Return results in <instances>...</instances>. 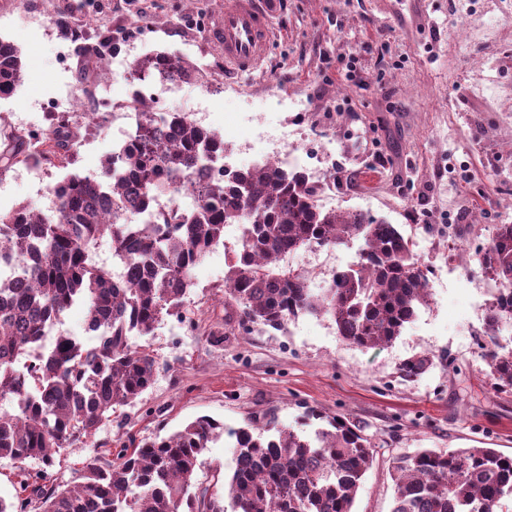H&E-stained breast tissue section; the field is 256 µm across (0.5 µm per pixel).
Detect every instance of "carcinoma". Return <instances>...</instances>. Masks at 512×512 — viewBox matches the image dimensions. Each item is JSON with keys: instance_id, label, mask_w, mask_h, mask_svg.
Segmentation results:
<instances>
[{"instance_id": "cac0c4a2", "label": "carcinoma", "mask_w": 512, "mask_h": 512, "mask_svg": "<svg viewBox=\"0 0 512 512\" xmlns=\"http://www.w3.org/2000/svg\"><path fill=\"white\" fill-rule=\"evenodd\" d=\"M139 82L173 76L202 79L199 67L168 51L132 64ZM26 67L13 43L0 38V99L23 83ZM45 149L18 135L0 150V171L16 163L67 168L77 161L80 134L66 124L49 129ZM224 160V138L181 112H139L126 138L95 175L66 174L51 188L46 215L25 204L0 211V458L40 461L24 472L16 500L0 512H352L374 462L364 427L324 417L310 432L248 419L230 431L235 468L196 479L199 459L224 424L201 416L171 435L121 449L110 462L86 464L77 481L51 482L55 454L90 438L115 407L153 382L155 360L130 343L180 312L192 271L235 225L239 250L224 274V311L239 323L284 328L302 314L328 316L337 336L360 348L392 343L429 304L424 265L413 242L383 218L357 210H325L319 186L297 172L245 170L207 179L203 168ZM188 198L186 205L180 199ZM359 239V259L326 288L286 265L296 251L347 246ZM109 269L94 260L102 242ZM497 285L478 345L489 379L512 392V224H499L477 254ZM84 306L98 336L87 346L61 335L24 372L16 361L73 305ZM435 365L429 353L403 361L410 381ZM391 512H502L512 500V455L494 448H421L392 458ZM231 510H226L224 502Z\"/></svg>"}]
</instances>
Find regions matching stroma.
Segmentation results:
<instances>
[{"label": "stroma", "mask_w": 512, "mask_h": 512, "mask_svg": "<svg viewBox=\"0 0 512 512\" xmlns=\"http://www.w3.org/2000/svg\"><path fill=\"white\" fill-rule=\"evenodd\" d=\"M100 18L138 26L114 59L165 50L203 66L214 92L190 82L164 107L186 112L225 139L265 134L297 150L325 144L329 208L361 210L397 225L429 266L430 302L391 344L362 349L340 340L327 317L304 314L276 330L226 321L224 273L238 241L224 243L194 271L179 315L132 337L155 359L152 385L116 407L95 435L55 458L56 482L75 481L90 460L131 441L159 439L201 416L226 432L200 458L199 481L231 474L227 431L250 417L296 426L306 408L365 426L375 460L353 512H390L391 457L419 448H495L512 454V393L492 387L476 345L496 288L478 265L451 260L453 245L477 250L496 225L512 224V0H257L274 39L254 71L229 74L217 46L188 24L195 11H224V0H96ZM87 0H0V37L15 43L26 78L0 99V141L35 127L45 103L82 93L87 61L102 41L71 43ZM497 21V40L463 53L461 28ZM131 123L83 133L76 172H98ZM63 170L33 179L19 163L0 174V210L18 203L46 213ZM354 248H303L287 262L311 288L327 287ZM421 353L445 357L417 380L398 375Z\"/></svg>", "instance_id": "1"}]
</instances>
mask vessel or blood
<instances>
[{
  "label": "vessel or blood",
  "instance_id": "vessel-or-blood-1",
  "mask_svg": "<svg viewBox=\"0 0 512 512\" xmlns=\"http://www.w3.org/2000/svg\"><path fill=\"white\" fill-rule=\"evenodd\" d=\"M215 40L226 68L247 71L260 64L271 41V30L254 0H226L224 13L216 21Z\"/></svg>",
  "mask_w": 512,
  "mask_h": 512
}]
</instances>
